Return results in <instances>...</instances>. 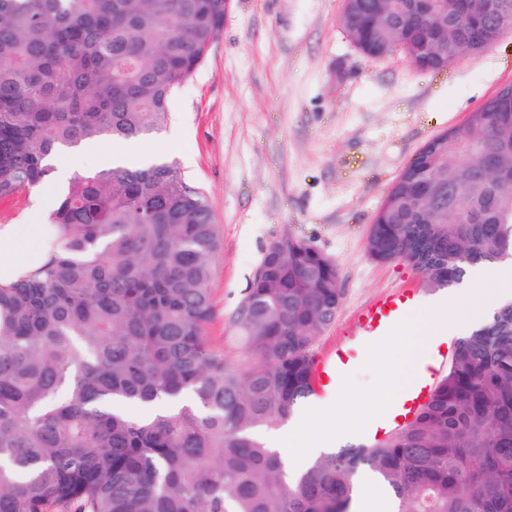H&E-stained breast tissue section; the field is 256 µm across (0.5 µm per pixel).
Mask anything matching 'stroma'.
I'll use <instances>...</instances> for the list:
<instances>
[{"label": "stroma", "instance_id": "1", "mask_svg": "<svg viewBox=\"0 0 512 512\" xmlns=\"http://www.w3.org/2000/svg\"><path fill=\"white\" fill-rule=\"evenodd\" d=\"M344 0H231L206 61L170 101L167 126L140 143L175 164L210 204L219 229L212 259V347L236 358L230 315L264 250L283 235L311 242L338 268L344 298L313 355L335 349L358 309L393 288L434 297L403 260L366 249L388 190L422 147L462 125L512 81V32L445 70L401 53L369 58L340 25ZM389 374L363 352L345 383L346 417L382 397Z\"/></svg>", "mask_w": 512, "mask_h": 512}]
</instances>
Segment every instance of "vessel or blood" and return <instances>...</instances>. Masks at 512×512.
Instances as JSON below:
<instances>
[{
  "label": "vessel or blood",
  "mask_w": 512,
  "mask_h": 512,
  "mask_svg": "<svg viewBox=\"0 0 512 512\" xmlns=\"http://www.w3.org/2000/svg\"><path fill=\"white\" fill-rule=\"evenodd\" d=\"M420 298L421 293L417 289L397 288L380 294L362 306L348 336L337 343L332 353L315 363V395L325 396L336 388L342 380L343 371L349 368L363 341L381 340L390 336L394 326L416 308ZM455 347V339L448 337L430 351L429 363L406 387L396 404L366 427L362 436L363 442H382L395 429L414 419L421 407L428 402L441 374L452 359Z\"/></svg>",
  "instance_id": "obj_1"
}]
</instances>
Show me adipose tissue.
Listing matches in <instances>:
<instances>
[{
  "label": "adipose tissue",
  "instance_id": "1",
  "mask_svg": "<svg viewBox=\"0 0 512 512\" xmlns=\"http://www.w3.org/2000/svg\"><path fill=\"white\" fill-rule=\"evenodd\" d=\"M53 208L52 200L37 199L34 205L35 220L18 224L0 225V286L16 282L41 267L50 252L45 247L46 223ZM436 322L423 334H415L411 321L401 322L393 331L389 342L382 347L384 369L393 381L406 379L413 373L420 356L419 347L424 340H440L446 331L441 323L446 317H453L461 325H469L472 316L468 309V295L454 292L437 298L432 305ZM399 395L398 389H390L389 396L365 405V417H373L390 406L392 399ZM344 407L342 395H334L315 406L305 418L289 425V434L307 433L310 437L308 450L312 453L334 448L337 441H351L357 438L365 417L348 420L345 427L335 428L334 422Z\"/></svg>",
  "mask_w": 512,
  "mask_h": 512
}]
</instances>
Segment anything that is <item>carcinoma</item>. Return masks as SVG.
Here are the masks:
<instances>
[{
	"instance_id": "cac0c4a2",
	"label": "carcinoma",
	"mask_w": 512,
	"mask_h": 512,
	"mask_svg": "<svg viewBox=\"0 0 512 512\" xmlns=\"http://www.w3.org/2000/svg\"><path fill=\"white\" fill-rule=\"evenodd\" d=\"M483 29L438 0L432 18L357 0L361 49L439 72L512 31V0ZM224 0H0V200L50 179L47 158L143 141L205 62ZM424 147L388 191L367 251L413 262L433 288L512 260V99L491 97ZM51 255L0 286V512H352L365 467L397 512H512V302L457 339L421 414L386 444L316 457L294 480L260 436L313 396L315 338L343 298L335 262L292 235L263 254L230 317L237 361L210 345L218 229L204 193L167 161L74 175L54 201ZM136 402L138 418L120 408Z\"/></svg>"
}]
</instances>
